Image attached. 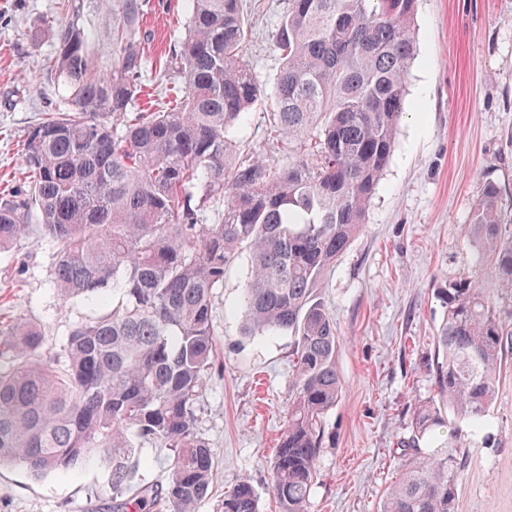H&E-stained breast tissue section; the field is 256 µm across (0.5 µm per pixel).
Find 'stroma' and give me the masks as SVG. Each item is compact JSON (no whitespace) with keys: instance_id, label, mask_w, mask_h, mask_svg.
Instances as JSON below:
<instances>
[{"instance_id":"1","label":"stroma","mask_w":512,"mask_h":512,"mask_svg":"<svg viewBox=\"0 0 512 512\" xmlns=\"http://www.w3.org/2000/svg\"><path fill=\"white\" fill-rule=\"evenodd\" d=\"M61 0H0V199L26 189L27 132L64 105L47 68L52 31L65 19ZM146 19L149 70L139 108L163 104L164 82L178 91L170 46L183 36L187 0H151ZM282 0H249L254 36L247 46L254 76L271 88L279 60L272 35ZM417 54L406 112L389 163L361 231L327 275L323 297L336 320V365L342 394L325 417V444L309 512H378L395 478L394 450L409 434L416 404L434 395L428 365L444 310L438 286L475 275L479 264L471 215L485 183L502 191L512 218V0H419ZM265 105L234 132L242 149L287 160L272 144ZM57 250L46 238L0 252V325H40L47 354L71 327L97 311L64 300L53 286ZM250 262L241 258L212 300L218 369L196 404L197 430L215 464L214 480L196 512H217L224 493L249 478L260 512H277L272 460L286 424L291 382L288 336H246L240 310ZM480 432L463 427L456 441L462 467L456 512H512V354L502 359L496 396ZM171 451L143 445L134 464L147 484H166ZM104 460L37 478L20 467L0 469V512H112Z\"/></svg>"}]
</instances>
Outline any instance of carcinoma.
<instances>
[{
    "label": "carcinoma",
    "mask_w": 512,
    "mask_h": 512,
    "mask_svg": "<svg viewBox=\"0 0 512 512\" xmlns=\"http://www.w3.org/2000/svg\"><path fill=\"white\" fill-rule=\"evenodd\" d=\"M63 2L51 70L66 108L29 132L28 188L0 201V251L32 235L54 241V287L100 310L53 358L39 325L0 327V467L43 476L97 453L109 466L112 512H196L214 472L196 430V401L216 370L212 298L246 253L244 335L293 338L273 491L280 512H308L324 417L342 391L321 289L391 156L418 0H284L267 120L288 141L286 166L241 155L228 137L266 95L245 54L247 0H188L172 51L178 95L136 113L150 0ZM502 224L500 189L488 183L473 227L498 288L463 275L436 289V394L414 407L379 512H455L461 462L449 451L453 432L440 434L452 425L445 410L484 429L512 344L497 310L512 300ZM109 290L119 295L112 305ZM144 443L173 452L160 491L135 479L131 460ZM219 512H259L251 481L225 493Z\"/></svg>",
    "instance_id": "cac0c4a2"
}]
</instances>
